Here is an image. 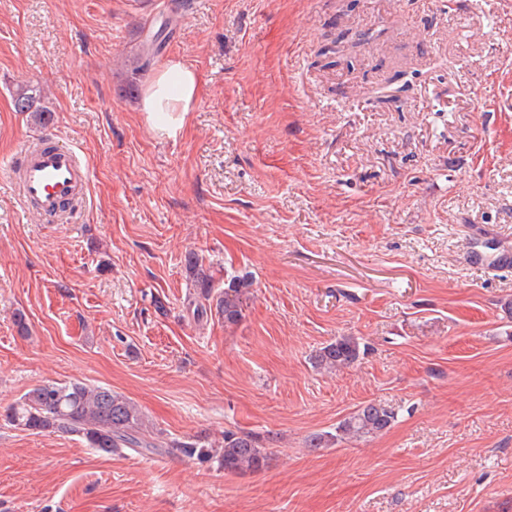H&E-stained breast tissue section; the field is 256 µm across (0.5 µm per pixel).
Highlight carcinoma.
I'll list each match as a JSON object with an SVG mask.
<instances>
[{
	"label": "carcinoma",
	"mask_w": 512,
	"mask_h": 512,
	"mask_svg": "<svg viewBox=\"0 0 512 512\" xmlns=\"http://www.w3.org/2000/svg\"><path fill=\"white\" fill-rule=\"evenodd\" d=\"M345 34L341 33L319 47L317 57L329 58L343 52ZM20 112H30L40 122H47L51 113L34 108V97L23 89L15 97ZM185 268L194 293L188 297L197 318L214 309L224 319V326L237 325L243 317L252 282L232 276L224 291L214 293V278L193 253L185 259ZM365 348L355 336H339L321 347L310 361L313 368L340 372L360 358ZM14 426L36 432H61L80 437L86 445L104 453L123 448L135 451L165 453L178 457L215 462L228 473L245 475L268 467L270 453L263 439L246 431H224V445L218 446L202 437L167 439L154 430L135 403L103 386L77 381L69 384L37 385L25 393L21 401L6 413ZM395 421V413L386 405L370 401L336 426V433L321 432L308 436L306 445L313 451L331 448L341 442L358 441L382 434Z\"/></svg>",
	"instance_id": "cac0c4a2"
}]
</instances>
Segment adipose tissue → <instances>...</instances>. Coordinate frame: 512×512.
<instances>
[{
  "mask_svg": "<svg viewBox=\"0 0 512 512\" xmlns=\"http://www.w3.org/2000/svg\"><path fill=\"white\" fill-rule=\"evenodd\" d=\"M200 94V76L191 65L169 60L149 80L140 110L157 133L178 137L186 127V116L194 110Z\"/></svg>",
  "mask_w": 512,
  "mask_h": 512,
  "instance_id": "adipose-tissue-1",
  "label": "adipose tissue"
}]
</instances>
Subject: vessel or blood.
Returning a JSON list of instances; mask_svg holds the SVG:
<instances>
[{
    "label": "vessel or blood",
    "instance_id": "obj_1",
    "mask_svg": "<svg viewBox=\"0 0 512 512\" xmlns=\"http://www.w3.org/2000/svg\"><path fill=\"white\" fill-rule=\"evenodd\" d=\"M9 174L24 209L38 212L58 223H72L74 206L85 195L89 183L88 165L71 145L50 139L23 147L10 161ZM489 232H479L467 252L469 263L487 268L512 266V246L486 245Z\"/></svg>",
    "mask_w": 512,
    "mask_h": 512
}]
</instances>
